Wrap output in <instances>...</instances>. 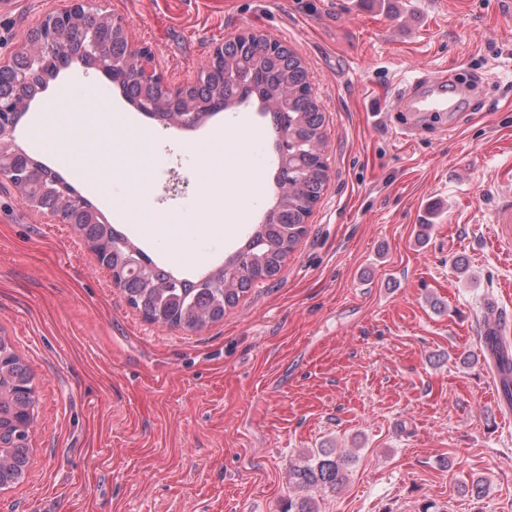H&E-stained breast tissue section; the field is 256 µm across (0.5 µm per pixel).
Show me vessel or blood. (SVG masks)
<instances>
[{
    "instance_id": "1",
    "label": "vessel or blood",
    "mask_w": 512,
    "mask_h": 512,
    "mask_svg": "<svg viewBox=\"0 0 512 512\" xmlns=\"http://www.w3.org/2000/svg\"><path fill=\"white\" fill-rule=\"evenodd\" d=\"M468 73L458 69L455 75L446 72H419L414 74L397 96L396 109L415 115L424 112H457L465 99L464 83ZM495 224L499 239L512 242V199L507 198L498 205L489 217Z\"/></svg>"
}]
</instances>
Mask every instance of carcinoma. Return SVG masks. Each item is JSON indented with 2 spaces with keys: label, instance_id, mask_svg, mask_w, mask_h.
<instances>
[{
  "label": "carcinoma",
  "instance_id": "obj_1",
  "mask_svg": "<svg viewBox=\"0 0 512 512\" xmlns=\"http://www.w3.org/2000/svg\"><path fill=\"white\" fill-rule=\"evenodd\" d=\"M71 53L52 57L32 75L31 97L46 90V78L79 62L95 67L93 60L78 57L82 42L91 35L110 41L117 66L104 74L122 91L125 100L142 108L143 101L158 97L157 90L134 76L135 53L126 38L108 27L102 13L88 9L68 20L64 30ZM257 99L259 110L269 118L275 136L273 206L261 223L254 225L244 244L224 262L201 277L176 276L148 258L141 249L131 253L112 247L125 235L100 218L101 210L56 169L26 154L13 170L26 175L21 181L3 173L25 202L63 216L74 233L112 270L115 286L126 302L151 322L167 327L200 331L224 319L252 284L275 277L307 234V221L329 180L325 156V115L313 94L306 68L287 44L262 36L224 43V55L201 71L198 81L183 95L153 107L146 116L169 128L192 129L238 102ZM212 101L208 112H188L200 100ZM12 78L0 76V104L20 105ZM491 350L499 375L500 396L512 405V351H504L492 331L482 337ZM37 399L29 367L11 341L0 335V488L18 484L29 467V437L35 421ZM352 456L336 448H319L288 464V494L284 512H317L314 490L336 491L346 481Z\"/></svg>",
  "mask_w": 512,
  "mask_h": 512
}]
</instances>
